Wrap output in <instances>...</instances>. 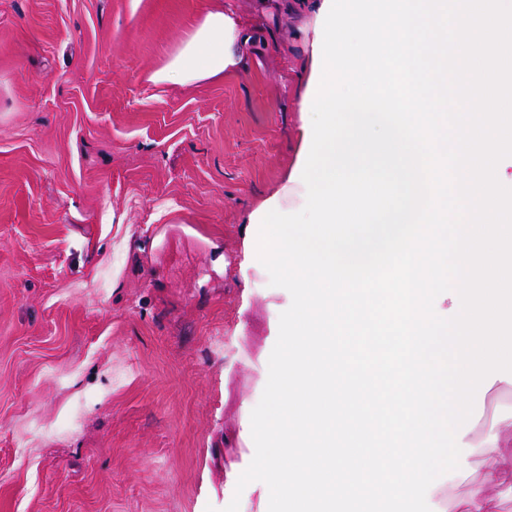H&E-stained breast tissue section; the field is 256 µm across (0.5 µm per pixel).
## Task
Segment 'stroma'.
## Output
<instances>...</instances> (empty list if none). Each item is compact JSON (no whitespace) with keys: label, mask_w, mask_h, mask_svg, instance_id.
<instances>
[{"label":"stroma","mask_w":512,"mask_h":512,"mask_svg":"<svg viewBox=\"0 0 512 512\" xmlns=\"http://www.w3.org/2000/svg\"><path fill=\"white\" fill-rule=\"evenodd\" d=\"M227 1L243 68L152 83ZM312 38L282 0H0V512L231 502L285 302L243 290L240 229L295 164Z\"/></svg>","instance_id":"stroma-1"}]
</instances>
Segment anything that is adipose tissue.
I'll return each instance as SVG.
<instances>
[{
	"label": "adipose tissue",
	"instance_id": "obj_1",
	"mask_svg": "<svg viewBox=\"0 0 512 512\" xmlns=\"http://www.w3.org/2000/svg\"><path fill=\"white\" fill-rule=\"evenodd\" d=\"M256 35L244 27L232 9L210 7L168 61L156 69L150 80L156 84L189 86L222 78L237 70L246 58ZM489 447L478 462L483 480L473 482L458 512H493L490 486L512 496V414L496 417L488 434Z\"/></svg>",
	"mask_w": 512,
	"mask_h": 512
}]
</instances>
